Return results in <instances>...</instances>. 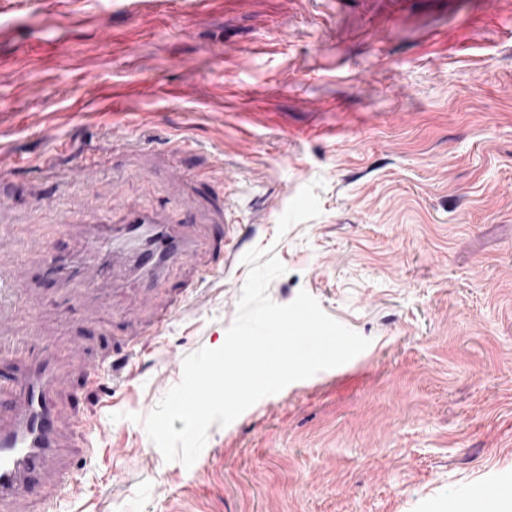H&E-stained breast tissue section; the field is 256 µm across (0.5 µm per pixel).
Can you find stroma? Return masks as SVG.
Masks as SVG:
<instances>
[{
  "instance_id": "35a3bbf8",
  "label": "stroma",
  "mask_w": 512,
  "mask_h": 512,
  "mask_svg": "<svg viewBox=\"0 0 512 512\" xmlns=\"http://www.w3.org/2000/svg\"><path fill=\"white\" fill-rule=\"evenodd\" d=\"M125 3L0 14V376L69 372L64 456L12 512H448L512 487V0ZM144 205L202 242L154 286L91 247ZM255 247L286 268L275 303L308 292L370 344L165 461L142 420L221 346Z\"/></svg>"
}]
</instances>
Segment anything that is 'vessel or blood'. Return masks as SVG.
I'll return each instance as SVG.
<instances>
[{
	"mask_svg": "<svg viewBox=\"0 0 512 512\" xmlns=\"http://www.w3.org/2000/svg\"><path fill=\"white\" fill-rule=\"evenodd\" d=\"M174 221L163 212L126 210L120 223L105 219L96 224L95 237L103 249L124 250L127 260L154 283L193 255L192 244L171 232ZM64 376V368L47 365L18 385L0 379V397L15 405L7 422H0V512H7L60 450L54 390Z\"/></svg>",
	"mask_w": 512,
	"mask_h": 512,
	"instance_id": "obj_1",
	"label": "vessel or blood"
}]
</instances>
